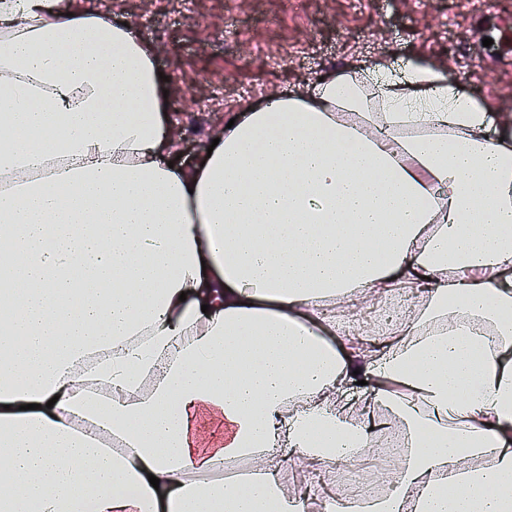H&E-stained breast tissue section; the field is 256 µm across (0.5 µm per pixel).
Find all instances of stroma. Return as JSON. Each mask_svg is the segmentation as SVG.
<instances>
[{
	"label": "stroma",
	"mask_w": 512,
	"mask_h": 512,
	"mask_svg": "<svg viewBox=\"0 0 512 512\" xmlns=\"http://www.w3.org/2000/svg\"><path fill=\"white\" fill-rule=\"evenodd\" d=\"M104 11L152 43L165 110L188 168L202 164L225 117L305 91L331 70L366 77L433 66L450 86L512 122V0H63ZM491 38L484 46L483 38Z\"/></svg>",
	"instance_id": "obj_1"
}]
</instances>
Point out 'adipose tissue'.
<instances>
[{
  "mask_svg": "<svg viewBox=\"0 0 512 512\" xmlns=\"http://www.w3.org/2000/svg\"><path fill=\"white\" fill-rule=\"evenodd\" d=\"M58 4L0 0V512H300L281 465L359 462L380 409L407 440L388 495L324 512H512V127L380 60L172 167L152 47ZM199 414L224 420L203 457ZM228 457L252 477L190 480Z\"/></svg>",
  "mask_w": 512,
  "mask_h": 512,
  "instance_id": "ef3b65f1",
  "label": "adipose tissue"
}]
</instances>
